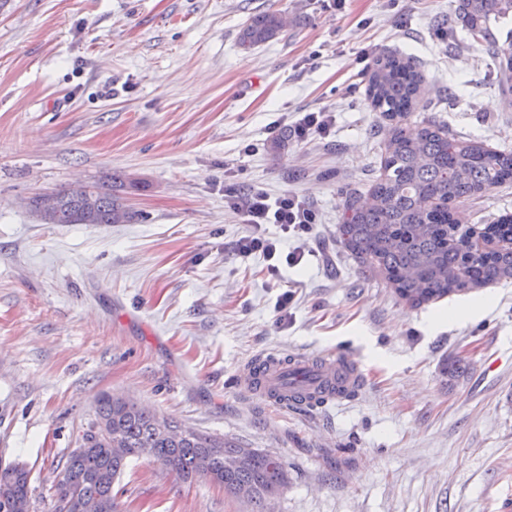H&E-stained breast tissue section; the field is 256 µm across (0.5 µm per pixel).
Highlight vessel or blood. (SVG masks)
I'll list each match as a JSON object with an SVG mask.
<instances>
[{
    "label": "vessel or blood",
    "mask_w": 512,
    "mask_h": 512,
    "mask_svg": "<svg viewBox=\"0 0 512 512\" xmlns=\"http://www.w3.org/2000/svg\"><path fill=\"white\" fill-rule=\"evenodd\" d=\"M231 385L278 413L314 411L355 396L364 388L365 377L359 362L344 349L316 355L267 352L252 358Z\"/></svg>",
    "instance_id": "b4317fda"
}]
</instances>
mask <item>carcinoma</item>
Segmentation results:
<instances>
[{
    "label": "carcinoma",
    "instance_id": "1",
    "mask_svg": "<svg viewBox=\"0 0 512 512\" xmlns=\"http://www.w3.org/2000/svg\"><path fill=\"white\" fill-rule=\"evenodd\" d=\"M511 14L512 0H456L457 23L477 40L488 39L491 21ZM283 28L281 14H255L240 34V45L250 49L266 43ZM489 51L499 90L511 94L512 44L492 43ZM422 82L409 56L395 52L372 61L367 96L389 121L381 174L367 194L346 193L336 228V242L362 272L415 306L512 281V214L476 225L464 222L460 212L466 202L512 183V150L461 138L435 118L408 131V118L420 109ZM93 194L95 205L86 210L67 191H57V209L47 223L118 224L136 219L112 189L95 186ZM98 421L107 423V434L88 451L69 454L57 475V495L85 501L105 497L108 512H114L115 480L146 449L184 483L204 478L235 498L248 489L244 500L253 505V512H267L288 483L286 467L275 454L192 428L172 439L161 432L157 412L130 401L114 404L102 399L84 424ZM11 499L31 500L30 471L0 464V512H10Z\"/></svg>",
    "mask_w": 512,
    "mask_h": 512
}]
</instances>
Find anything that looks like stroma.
I'll return each mask as SVG.
<instances>
[{
    "mask_svg": "<svg viewBox=\"0 0 512 512\" xmlns=\"http://www.w3.org/2000/svg\"><path fill=\"white\" fill-rule=\"evenodd\" d=\"M453 0H0V463L31 471L33 512L105 395L278 455L271 512H504L512 501V282L462 324L428 330L453 295L416 308L336 243L345 191L379 170L385 119L361 51L399 50L449 130L512 149L488 41L436 26ZM260 11L287 16L242 49ZM333 112L300 140V113ZM113 183L128 224H44L43 191ZM305 198L319 222L299 265L270 275L234 242L249 225L225 185ZM291 293L285 321L276 302ZM349 350L368 384L354 400L276 414L228 389L255 355ZM466 365L448 381L443 367ZM116 512H251L222 486L132 459Z\"/></svg>",
    "mask_w": 512,
    "mask_h": 512,
    "instance_id": "1",
    "label": "stroma"
}]
</instances>
